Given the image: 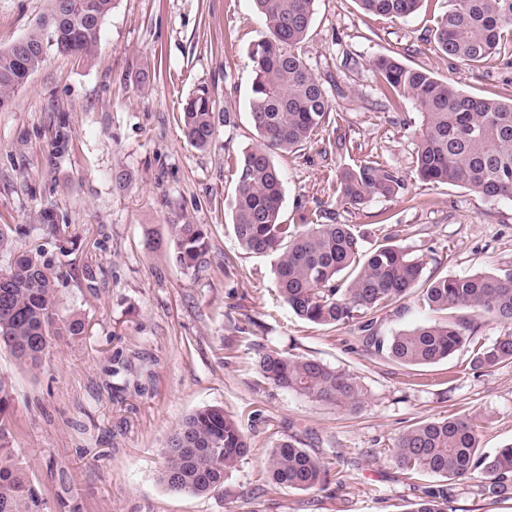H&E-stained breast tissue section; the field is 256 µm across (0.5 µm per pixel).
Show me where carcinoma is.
Listing matches in <instances>:
<instances>
[{"label":"carcinoma","instance_id":"1","mask_svg":"<svg viewBox=\"0 0 512 512\" xmlns=\"http://www.w3.org/2000/svg\"><path fill=\"white\" fill-rule=\"evenodd\" d=\"M50 11L21 43L0 49V109L52 53L88 57L98 47L104 18L114 0H50ZM423 0H358L370 15L391 21L415 14ZM316 0H254L266 35L253 45L250 114L259 142L233 168L236 199L233 230L248 254L273 259L278 290L300 319L336 328L357 321L361 350L405 366L436 364L463 347L474 370L512 362V329L491 345L475 339V317L512 324V271L437 277L418 287L424 259L396 244L369 250L350 224H299L281 220L284 185L272 154L295 153L310 143L329 118L327 90L298 53L307 38ZM438 51L471 70L489 57L512 66V0H447L431 29ZM372 66L388 106L409 98L422 116L413 170L426 183H444L490 200L512 201V99L469 94L423 67L384 55ZM183 132L199 149L215 133L213 100L198 88L182 112ZM405 189L398 171L366 157L336 176L334 194L342 206L356 207L373 196L392 198ZM37 222L60 248L73 237L56 224L51 208ZM148 247L172 251L193 269L208 251L199 224H172L167 241ZM67 274L38 245L0 267V348L20 364L36 369L53 341L85 335L78 317L58 316L55 297ZM436 313L426 322L384 335L377 313L406 298ZM259 373L275 386L315 402L350 412L361 408L364 391L357 379L315 358L275 349L259 353ZM9 385L0 379V512H44V498L31 485L10 445ZM480 420L455 416L415 425L398 435L394 451L409 475L428 474L440 483L425 488L409 512H448L453 484L477 481L478 494L512 498V444L494 452L479 447ZM247 437L224 409L206 406L188 416L166 440L160 481L172 493L205 495L224 482L247 454ZM270 480L291 489L315 491L328 484V465L288 439L271 446L266 460Z\"/></svg>","mask_w":512,"mask_h":512}]
</instances>
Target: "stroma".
<instances>
[{"label":"stroma","mask_w":512,"mask_h":512,"mask_svg":"<svg viewBox=\"0 0 512 512\" xmlns=\"http://www.w3.org/2000/svg\"><path fill=\"white\" fill-rule=\"evenodd\" d=\"M444 0H424L389 21L357 0H317L300 52L333 91L342 130L357 151L321 157L333 124L297 153L275 155L284 177L282 219L334 212L365 245L391 239L422 256L424 277L512 269V201L419 181L413 156L422 118L410 101L384 107L370 63L394 55L481 96L512 98V67L500 57L476 71L448 60L424 36ZM48 0H0V47L21 39ZM265 30L252 0H115L91 58L50 55L0 110V224L24 236L0 252L7 266L43 245L70 276L60 315L85 336L54 341L40 369L0 350L12 391L11 444L49 512H405L430 475L410 482L393 450L419 423L483 420L480 446L512 442V363L483 372L469 350L407 367L361 351L355 325L328 329L296 317L278 297L271 260L245 254L235 237L236 184L227 167L258 142L250 119V55ZM206 87L216 129L204 149L183 133L185 99ZM396 168L404 194L357 208L337 204L327 177L365 156ZM53 208L76 239L63 253L36 221ZM200 224L209 249L186 269L167 250L147 251L173 224ZM96 271L94 283L82 276ZM311 357L363 386L352 414L265 381L260 348ZM206 406L233 415L250 448L223 490L173 494L161 483L163 448L184 419ZM290 439L338 472L340 485L299 491L270 482L272 442Z\"/></svg>","instance_id":"1"}]
</instances>
